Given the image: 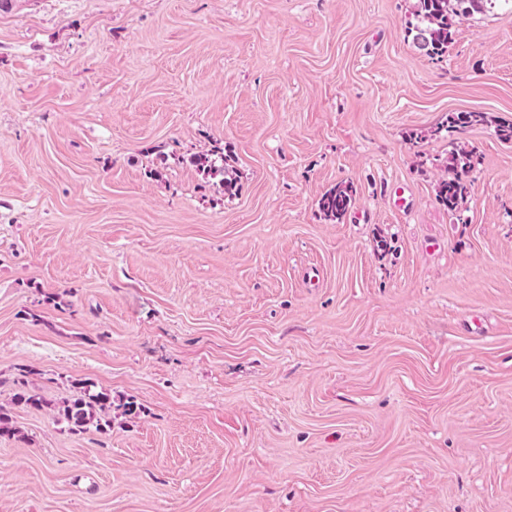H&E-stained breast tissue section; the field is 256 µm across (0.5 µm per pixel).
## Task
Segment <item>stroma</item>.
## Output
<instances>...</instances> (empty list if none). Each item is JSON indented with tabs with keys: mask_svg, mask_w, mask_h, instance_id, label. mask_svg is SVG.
<instances>
[{
	"mask_svg": "<svg viewBox=\"0 0 512 512\" xmlns=\"http://www.w3.org/2000/svg\"><path fill=\"white\" fill-rule=\"evenodd\" d=\"M416 4L0 10V512H512V143L432 133L512 121V8L437 61ZM495 125L498 136L505 140H512V122H502L489 116L486 112H448L441 117V121L434 131L435 134L445 131L454 133L464 131L466 128L477 125ZM449 161V169L453 176L440 181L437 187V200L452 213L470 191L469 175L478 164V157L474 149L461 148L451 154ZM356 189L350 181H339L331 186L319 201V207L327 220L336 224L344 222L354 201ZM71 398L62 402L58 413L78 432L94 427L100 430L106 425L101 412L112 408V395L107 392L90 394L87 387L77 386Z\"/></svg>",
	"mask_w": 512,
	"mask_h": 512,
	"instance_id": "35a3bbf8",
	"label": "stroma"
}]
</instances>
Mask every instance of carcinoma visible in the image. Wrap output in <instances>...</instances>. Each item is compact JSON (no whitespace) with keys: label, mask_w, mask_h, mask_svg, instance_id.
I'll use <instances>...</instances> for the list:
<instances>
[{"label":"carcinoma","mask_w":512,"mask_h":512,"mask_svg":"<svg viewBox=\"0 0 512 512\" xmlns=\"http://www.w3.org/2000/svg\"><path fill=\"white\" fill-rule=\"evenodd\" d=\"M497 0H418L415 23L408 28L413 45L431 59L448 52L456 20L473 12H480ZM495 125L498 136L512 140V122H502L485 112H448L441 117L436 132H461L477 125ZM478 164L475 150L461 148L450 156L452 177L440 181L437 200L449 212L457 210L467 197L471 183L469 175ZM356 189L350 181H339L331 186L319 201L324 217L338 224L344 222L354 201ZM112 408V395L107 392L89 393L88 388L77 387L71 398L62 402L58 413L78 432L103 428L101 412Z\"/></svg>","instance_id":"obj_1"}]
</instances>
